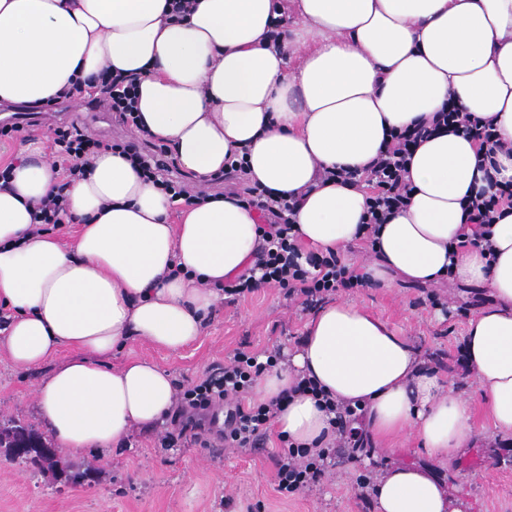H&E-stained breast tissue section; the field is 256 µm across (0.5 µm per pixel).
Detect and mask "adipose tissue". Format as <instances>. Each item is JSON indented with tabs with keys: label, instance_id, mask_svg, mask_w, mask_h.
I'll return each mask as SVG.
<instances>
[{
	"label": "adipose tissue",
	"instance_id": "obj_1",
	"mask_svg": "<svg viewBox=\"0 0 512 512\" xmlns=\"http://www.w3.org/2000/svg\"><path fill=\"white\" fill-rule=\"evenodd\" d=\"M0 0V105L40 107L71 80L107 70L137 79L138 126L163 144L189 183L244 155L250 182L302 202L303 244L337 251L361 232L363 190L320 171L362 167L396 129L454 102L494 119L512 143V0ZM296 19L273 40L274 20ZM464 136L421 142L406 211L382 225L363 264L381 287L454 276L488 288L464 353L495 433L512 435V209L491 227V250H456L472 233L467 205L479 163L512 181V153L477 157ZM55 182L26 147L0 188V329L14 368L51 364L35 388L46 435L76 453L126 442L164 425L170 374L145 358L113 365L128 344L177 353L204 334L218 284L252 268L261 212L231 193L189 206L171 223L168 196L119 152L99 155L67 190L71 246L32 231L31 213ZM304 375L353 410L375 442L411 433L427 463L380 468L375 512H470L435 465L474 435L472 405L422 369L412 338L349 300L319 307L288 362L254 387L258 402ZM280 436L309 448L331 439L316 398L294 393L275 418Z\"/></svg>",
	"mask_w": 512,
	"mask_h": 512
}]
</instances>
